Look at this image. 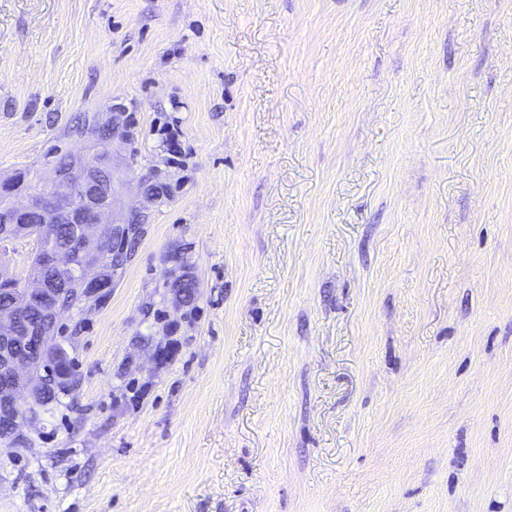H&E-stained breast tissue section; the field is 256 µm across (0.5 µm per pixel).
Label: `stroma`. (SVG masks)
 I'll return each instance as SVG.
<instances>
[{
	"mask_svg": "<svg viewBox=\"0 0 512 512\" xmlns=\"http://www.w3.org/2000/svg\"><path fill=\"white\" fill-rule=\"evenodd\" d=\"M64 156L147 223L0 512H512V0H0V181ZM167 264L170 265L166 273V288H180L184 285L190 275V269L186 264L184 253L181 252L178 257H172L171 254L167 257Z\"/></svg>",
	"mask_w": 512,
	"mask_h": 512,
	"instance_id": "35a3bbf8",
	"label": "stroma"
}]
</instances>
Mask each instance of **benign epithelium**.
<instances>
[{
  "label": "benign epithelium",
  "instance_id": "benign-epithelium-1",
  "mask_svg": "<svg viewBox=\"0 0 512 512\" xmlns=\"http://www.w3.org/2000/svg\"><path fill=\"white\" fill-rule=\"evenodd\" d=\"M109 173L110 167L100 161L76 162L65 172L56 168L51 181L21 205L6 201L19 190L17 184L0 182V247L23 239L36 243L24 289L0 305V433L4 435L38 421L46 387L60 384L56 365L71 360L70 352L59 351L50 336L60 330L61 318L74 311L59 299L52 275L84 269L80 291L89 304L108 289L103 273L118 271L110 266L104 246L119 232V225L107 220L112 212ZM40 224H69L71 239L46 244ZM167 264L166 287L183 286L190 275L184 255L167 257ZM34 308L41 313L39 321L28 317ZM22 393L29 398L24 409L17 403Z\"/></svg>",
  "mask_w": 512,
  "mask_h": 512
}]
</instances>
